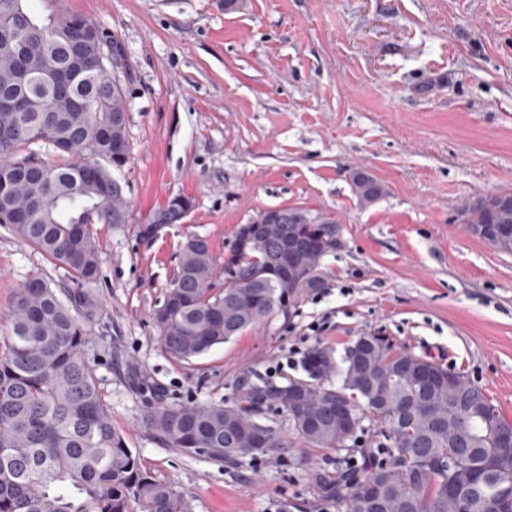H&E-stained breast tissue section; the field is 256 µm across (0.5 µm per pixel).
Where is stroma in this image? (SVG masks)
I'll return each instance as SVG.
<instances>
[{"mask_svg": "<svg viewBox=\"0 0 512 512\" xmlns=\"http://www.w3.org/2000/svg\"><path fill=\"white\" fill-rule=\"evenodd\" d=\"M36 15H83L122 45L130 161L117 179L123 224H96L97 303L85 360L113 425L191 512H342L311 476L335 452L298 451L285 414L263 422L290 449L215 461L165 445L151 409L237 402L248 384L303 378L312 346L344 356L357 336L464 376L512 422V254L456 220L474 196L512 191V0H30ZM362 168L386 193L361 205ZM191 199L185 223L143 238L152 214ZM335 215L344 248L322 287L189 362L163 351L153 312L182 244L217 259L257 211ZM56 291L72 273L0 224V336L16 288Z\"/></svg>", "mask_w": 512, "mask_h": 512, "instance_id": "1", "label": "stroma"}]
</instances>
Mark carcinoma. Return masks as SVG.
Segmentation results:
<instances>
[{
    "label": "carcinoma",
    "mask_w": 512,
    "mask_h": 512,
    "mask_svg": "<svg viewBox=\"0 0 512 512\" xmlns=\"http://www.w3.org/2000/svg\"><path fill=\"white\" fill-rule=\"evenodd\" d=\"M29 0H0V178L10 187L13 215L5 217L26 245L67 267L78 281L98 270L94 224L127 221L122 192L111 168L129 163L128 100L112 63L88 70L74 84L75 105L56 98L71 37L89 19L76 14L39 19ZM55 177L41 188L28 161ZM359 202L381 197L374 179L354 184ZM461 224H495L487 207L457 208ZM305 243L301 257L322 265L319 243L334 224H282L247 249V263L262 264L291 232ZM216 270L209 242L187 241L178 272L154 321L166 354L189 361L269 317L281 305L283 284L272 275L251 288L213 287ZM97 306L81 289L63 295L39 276L14 292L7 335L0 338V512H189L188 503L140 464L112 425L98 382L83 359L91 345L84 322ZM349 350L316 345L304 354L305 372L318 370L336 383L320 388L315 406L265 380L232 405H183L152 410L147 426L187 455L232 460L250 446L256 418L281 409L308 447L336 453L362 448L357 466L336 462V476L314 477L316 493L344 512H456L448 480H461L470 512H503L504 488H512V447L500 448L495 427L507 421L487 395L461 375L448 389V369L391 345L366 353L359 364ZM342 391L359 424L346 434L336 424V392ZM373 438L358 444L364 425ZM411 452L409 469L402 452ZM359 478L383 480L370 501L351 489Z\"/></svg>",
    "instance_id": "1"
}]
</instances>
